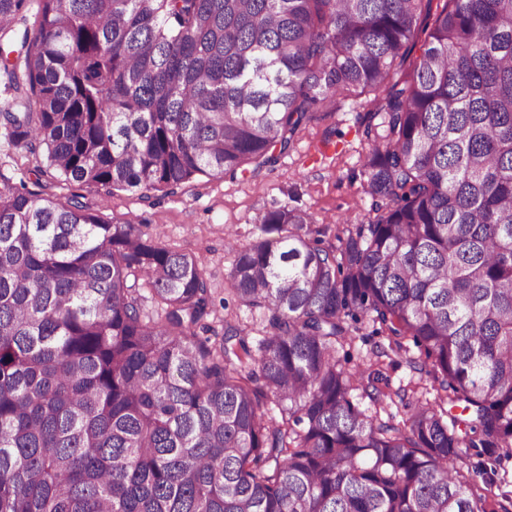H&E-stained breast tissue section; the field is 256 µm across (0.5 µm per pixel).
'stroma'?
Here are the masks:
<instances>
[{
    "mask_svg": "<svg viewBox=\"0 0 512 512\" xmlns=\"http://www.w3.org/2000/svg\"><path fill=\"white\" fill-rule=\"evenodd\" d=\"M371 94L340 96L336 108L309 123L294 138L290 150L272 167L247 170L244 176L202 178L177 193L149 199L126 192L105 198L103 214L115 224L131 222L142 231L159 236L167 248L201 258L213 296L211 342H221L224 323L245 325L251 342H258L266 328L258 313L241 306L231 291L230 271L234 252L225 246L227 235L248 244L257 235L264 213L288 205L306 210L313 228L322 230L324 244L335 241L343 220L364 224L374 216L373 200L367 194L363 161L370 145L363 135ZM42 153L16 149L7 131L0 127V191L40 192L67 200L80 188L59 182L41 173ZM364 324L352 339L338 347L337 355L347 369L368 367L375 346L387 345L383 336ZM482 461L469 451L458 465L474 472L472 488L488 500H499L502 492H512V458L502 460L495 473L480 474Z\"/></svg>",
    "mask_w": 512,
    "mask_h": 512,
    "instance_id": "35a3bbf8",
    "label": "stroma"
}]
</instances>
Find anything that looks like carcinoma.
<instances>
[{
	"mask_svg": "<svg viewBox=\"0 0 512 512\" xmlns=\"http://www.w3.org/2000/svg\"><path fill=\"white\" fill-rule=\"evenodd\" d=\"M432 2L39 0L29 26L0 0L10 141L92 194L273 165L336 94H375L374 218L323 246L284 205L227 242L255 348L201 339L199 257L0 192V512H512L456 467L512 456V0ZM365 320L433 381L398 423L360 407L382 370L336 357Z\"/></svg>",
	"mask_w": 512,
	"mask_h": 512,
	"instance_id": "carcinoma-1",
	"label": "carcinoma"
}]
</instances>
